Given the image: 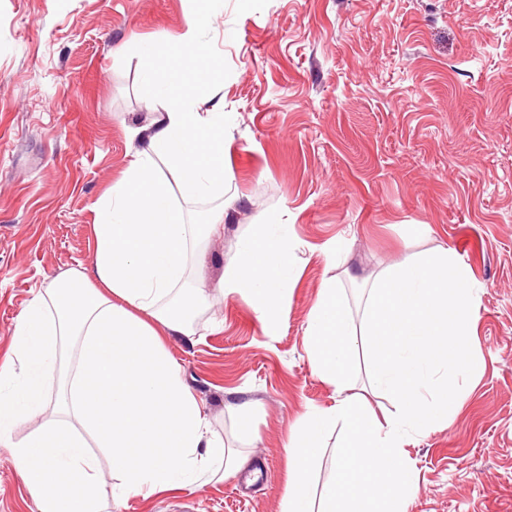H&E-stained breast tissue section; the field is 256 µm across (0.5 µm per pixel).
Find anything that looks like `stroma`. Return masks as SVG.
I'll use <instances>...</instances> for the list:
<instances>
[{
	"label": "stroma",
	"instance_id": "35a3bbf8",
	"mask_svg": "<svg viewBox=\"0 0 512 512\" xmlns=\"http://www.w3.org/2000/svg\"><path fill=\"white\" fill-rule=\"evenodd\" d=\"M189 0H0V363L37 292L91 266L98 199L151 124L124 45L179 35ZM216 95L233 205L188 265V335L165 337L216 439L246 473L108 512H281L298 418L332 404L305 327L338 279L361 320L363 278L453 250L481 285V371L450 426L411 435L407 512H512V0H224ZM290 224L297 276L267 333L221 280L265 213ZM424 232H415V225ZM343 245L335 264L322 250ZM250 411L244 430L239 411ZM0 512H38L0 446Z\"/></svg>",
	"mask_w": 512,
	"mask_h": 512
}]
</instances>
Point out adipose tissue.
I'll return each instance as SVG.
<instances>
[{"label":"adipose tissue","instance_id":"ef3b65f1","mask_svg":"<svg viewBox=\"0 0 512 512\" xmlns=\"http://www.w3.org/2000/svg\"><path fill=\"white\" fill-rule=\"evenodd\" d=\"M223 0H195L181 33L137 46L141 91L160 112L123 177L96 206L90 270L60 277L37 293L14 325L15 361L0 365V445L38 512H102L106 498H152L235 476L244 454L227 455L166 350L164 333L182 334L204 289L183 284L198 242L224 222H189L175 195L224 192V108L197 92L217 73L207 33ZM290 225L264 216L242 240L221 286L240 295L275 330L296 277ZM62 378L60 417L45 419L47 391ZM42 418L13 440L25 418ZM112 456L104 487L96 449Z\"/></svg>","mask_w":512,"mask_h":512}]
</instances>
